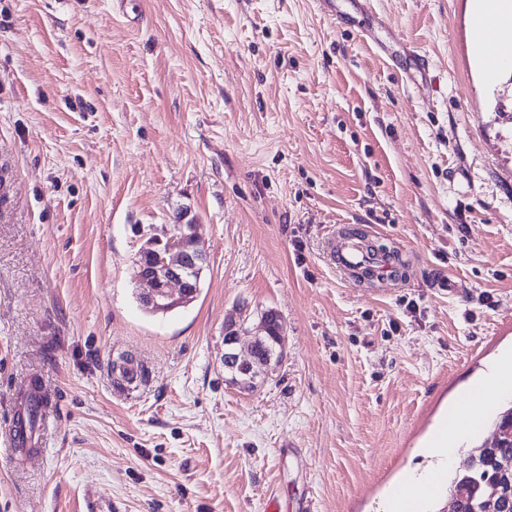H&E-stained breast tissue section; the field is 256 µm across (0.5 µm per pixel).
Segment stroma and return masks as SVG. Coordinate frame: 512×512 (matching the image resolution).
<instances>
[{
  "label": "stroma",
  "mask_w": 512,
  "mask_h": 512,
  "mask_svg": "<svg viewBox=\"0 0 512 512\" xmlns=\"http://www.w3.org/2000/svg\"><path fill=\"white\" fill-rule=\"evenodd\" d=\"M335 3L372 39L313 0H0V429L29 378L55 405L37 455L0 437V512H381L512 351V75L482 90L466 0ZM182 211L201 291L151 315L133 263ZM336 229L408 283L345 279ZM270 308L244 392L224 321ZM281 321L280 315L274 309H269L266 315L259 318L258 323L255 325V336L254 341L251 345L249 352L246 355L241 354L237 349V344L239 342L240 335V323L241 319L235 318L227 319L224 322V369L230 372H233L236 375L240 376H250L254 371L256 366V356L255 350L258 343L265 344L266 341L270 340V336L276 337L280 336L282 332V324L281 322H273ZM271 321V322H270ZM270 322V324H269ZM269 325L271 330V335L269 334ZM287 345V336H284L281 333L279 340L275 343L276 353L281 354L284 353ZM274 348L272 342H268L267 345L260 349L259 355L263 356L265 354H269ZM248 367V371H242V367Z\"/></svg>",
  "instance_id": "35a3bbf8"
}]
</instances>
